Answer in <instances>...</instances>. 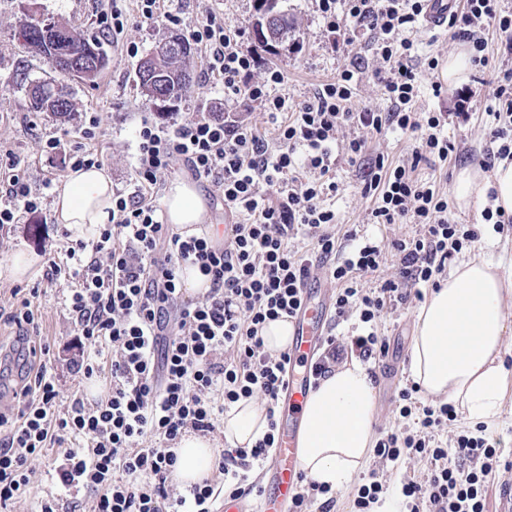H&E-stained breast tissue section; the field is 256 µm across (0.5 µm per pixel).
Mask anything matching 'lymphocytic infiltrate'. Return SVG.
<instances>
[{"label":"lymphocytic infiltrate","instance_id":"lymphocytic-infiltrate-1","mask_svg":"<svg viewBox=\"0 0 512 512\" xmlns=\"http://www.w3.org/2000/svg\"><path fill=\"white\" fill-rule=\"evenodd\" d=\"M327 32L342 44L358 34L371 36L380 66L373 76L388 111L350 107L357 71L343 69L302 102L290 103L279 87L277 68H261L245 48L242 32L225 27L223 13L209 11L189 35L209 58V72L225 95L243 96L274 123L278 147L270 149L256 127L234 113L217 119L193 114L167 125L142 122L129 188L113 192L106 224L92 242H75L64 256H50L44 276L64 282L73 324L72 347L85 378L108 377L107 391L95 399L75 392L59 411L55 354L40 338L33 296L0 307L28 345L36 371L15 394L12 414L0 413V512L27 491L32 464L67 437L87 441V450L66 449L57 474L63 486L94 497V512H216L219 495L260 492L255 478L278 440V399L287 378L286 353L266 350V321L294 313L301 290L315 268L336 285L337 317H357L361 331L350 346L363 359L383 355L385 337L377 324L388 309L422 299V286L435 285L464 249L479 238L472 224L456 223L447 196L414 176L420 164L447 162L459 153L444 128L445 112L416 110L415 48L405 33L423 18L426 0H314ZM495 28L503 55L512 57V9L502 0H464L448 18L452 39L467 45L476 67L487 69L486 28ZM495 103L483 168L512 160V68L492 82ZM99 116H90L69 144L46 139L44 150L64 157L70 171L98 166L85 146L95 140ZM387 130L413 136L411 160L394 164L375 159V172L362 188L373 198V224H414L415 235L382 247L349 231L336 238V214L324 204L339 190L333 173L339 157L354 164L364 158L367 137ZM184 160L193 178L213 184L232 217L222 245L209 236L182 237L165 224L156 198L175 160ZM310 170L304 180L300 170ZM30 183L24 160L0 155V229L37 212L45 190ZM311 247L295 248L297 238ZM394 257L398 273L380 287L361 278ZM198 266L211 277L203 296L183 300V266ZM419 388L401 389L397 411L402 425L376 442L386 462L415 459L426 472L400 485L407 512H487L489 478L500 465L493 440L458 432L453 448L437 440L438 430L457 421L452 404H423ZM259 397L268 430L252 447L222 451L217 471L223 492L205 480L176 491L170 481L174 444L186 430L209 434L231 406Z\"/></svg>","mask_w":512,"mask_h":512}]
</instances>
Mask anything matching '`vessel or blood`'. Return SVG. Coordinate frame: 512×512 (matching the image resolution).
I'll return each mask as SVG.
<instances>
[{"mask_svg": "<svg viewBox=\"0 0 512 512\" xmlns=\"http://www.w3.org/2000/svg\"><path fill=\"white\" fill-rule=\"evenodd\" d=\"M460 0H428L424 16L428 28L444 29L448 15ZM292 342L287 348L290 357L288 380L280 397L282 419L278 445L265 469V489L257 512H284L300 488L302 469L298 459L299 418L314 382L310 368L327 335V307L314 287L302 290L301 306L288 319Z\"/></svg>", "mask_w": 512, "mask_h": 512, "instance_id": "b4317fda", "label": "vessel or blood"}]
</instances>
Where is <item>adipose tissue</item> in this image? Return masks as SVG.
Wrapping results in <instances>:
<instances>
[{"label":"adipose tissue","instance_id":"adipose-tissue-1","mask_svg":"<svg viewBox=\"0 0 512 512\" xmlns=\"http://www.w3.org/2000/svg\"><path fill=\"white\" fill-rule=\"evenodd\" d=\"M112 207V179L92 167L70 173L58 188L54 211L74 238H92ZM168 224L185 236L199 234L206 204L186 181L170 185L164 198ZM502 261L482 253L462 259L418 309L410 349L414 381L432 397L460 407L467 421L498 425L512 381L501 362L512 334L506 309L512 304V277ZM375 385L366 366L353 361L335 368L313 390L303 410L299 436L302 470L308 479L346 488L372 450ZM260 400L238 401L224 416L231 447H251L267 432ZM174 483L189 487L212 477L219 454L207 437L188 432L177 448Z\"/></svg>","mask_w":512,"mask_h":512}]
</instances>
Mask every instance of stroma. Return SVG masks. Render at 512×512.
<instances>
[{
  "label": "stroma",
  "instance_id": "35a3bbf8",
  "mask_svg": "<svg viewBox=\"0 0 512 512\" xmlns=\"http://www.w3.org/2000/svg\"><path fill=\"white\" fill-rule=\"evenodd\" d=\"M209 5L207 0H174L171 6L173 20L153 23L143 21L135 0H129L130 20L124 34L125 43L108 45V64L97 82L89 84L60 76L49 58L26 52L18 42L14 28L18 18L27 13L40 20L64 24L84 36L95 37L99 34L96 25L98 0H0V149L29 161V173L34 183L50 178L64 181L67 174L63 170L62 156L45 153L42 146L51 135L77 141L87 113L94 112L101 119L100 144L112 186L117 190L127 188L133 177L135 131L142 120L158 118L154 102L142 93L135 77L141 58L168 33L188 32L201 20ZM284 7L297 21V43L278 52L263 48L259 54L264 65L283 71L285 83L282 90L291 101L297 103L307 99L317 85L333 80L343 68L353 65L358 68L360 78L351 108L388 110V101L371 77L378 61L368 38L361 37L351 45L333 49L312 0H286ZM408 37L418 48V56L413 61L419 77L418 108L431 112L454 111L461 87L445 84L440 70L427 69L425 60L434 57L439 62H446L450 53L461 51V43L453 41L448 32L429 31L420 25L411 30ZM129 42L138 45V56L127 55L124 46ZM190 67L194 74L193 86L177 107L176 116L204 112L220 117L227 112H236L248 118L267 140H274V127L263 112L246 98L225 96L222 85L208 80L206 58L202 52L194 53ZM29 78L52 81L63 88L73 104L72 112L58 117L48 112L28 111L24 83ZM484 78L486 83L482 86L476 85L471 76L464 84L475 87L478 93L471 103L472 119L466 123H451L447 128L450 138L463 143L458 158L445 165L423 164L414 172L416 178L431 182L439 191L452 192L456 176L464 169L478 173L483 179L489 176L488 170L482 168L481 160L486 150L484 130L491 122L487 114L491 101L486 84L494 80L495 74L487 72ZM437 84L442 87L438 96L433 93ZM412 148L413 143L408 138L385 131L368 138V159L363 164L352 166L343 160L337 162L335 177L339 191L336 196L326 198L325 204L336 213L338 233L354 228L387 243L414 232L415 227L411 224L385 227L368 224L367 216L373 201L362 194V187L371 172L372 157L382 153L398 163L410 157ZM55 197V190H48L41 210L27 215L24 223L0 230V262L7 261L21 248L32 249L44 257L63 247L65 228L56 220ZM450 206L455 221L480 224L481 241L491 242L494 256L512 263V234L495 233L491 225L481 221L485 200L475 199L467 206L454 200ZM17 287L25 293L33 288L38 291L40 334L43 342L49 343L58 356L55 371L60 390L59 405L67 407L83 376L74 366L76 355L70 348L74 325L66 306V290L62 284L48 281L39 274L23 280ZM17 287L0 282V305L8 304ZM416 311L413 305L388 311L378 326L379 332L388 338V354L383 359L367 362L376 385L374 433L378 436L399 425L396 405L399 391L411 381L409 349ZM14 336L11 326L0 324V363L5 366L4 373L0 374V411L5 413L15 405L13 392L22 374L17 367L18 344ZM63 454V449L55 447L45 457L33 462L30 488L13 505V512H36L40 501L51 495L63 501L78 499L80 512H92L94 503L87 494H72L58 481L55 469Z\"/></svg>",
  "mask_w": 512,
  "mask_h": 512
}]
</instances>
